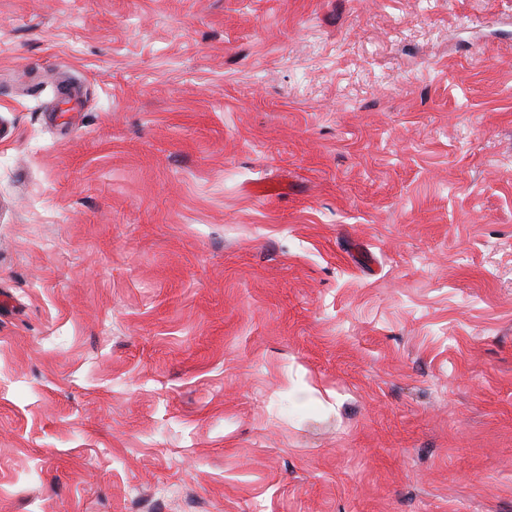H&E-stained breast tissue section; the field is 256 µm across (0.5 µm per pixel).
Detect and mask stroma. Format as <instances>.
<instances>
[{"instance_id":"1","label":"stroma","mask_w":512,"mask_h":512,"mask_svg":"<svg viewBox=\"0 0 512 512\" xmlns=\"http://www.w3.org/2000/svg\"><path fill=\"white\" fill-rule=\"evenodd\" d=\"M0 512H512V0H0Z\"/></svg>"}]
</instances>
